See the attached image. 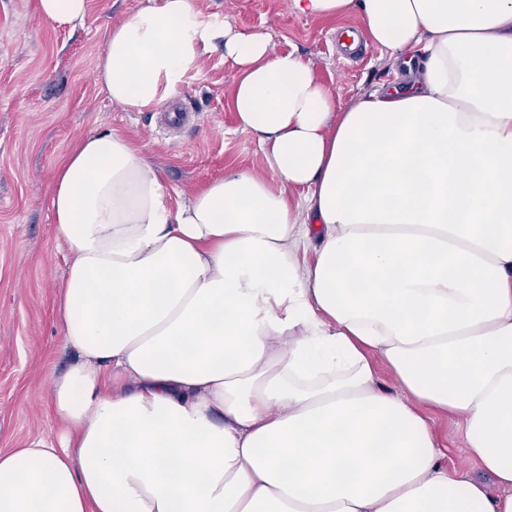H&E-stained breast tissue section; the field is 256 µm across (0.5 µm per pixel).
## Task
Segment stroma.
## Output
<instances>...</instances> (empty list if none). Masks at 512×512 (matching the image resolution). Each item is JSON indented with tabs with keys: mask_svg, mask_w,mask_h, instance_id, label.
<instances>
[{
	"mask_svg": "<svg viewBox=\"0 0 512 512\" xmlns=\"http://www.w3.org/2000/svg\"><path fill=\"white\" fill-rule=\"evenodd\" d=\"M147 2L90 0L83 27L68 31L42 22L35 0H0V451L60 428L48 409L49 380L71 358L55 304L69 253L48 201L59 159L87 134L122 131L160 167L175 207L213 179L263 166L256 137L237 128V67L223 48L204 55L179 96L194 124L163 131L160 110L129 112L105 98L95 79L104 37ZM194 3L204 15L265 31L275 50L296 51L342 104L396 79L388 52L341 47L340 31L362 27L359 16L305 18L291 0ZM432 428L449 468L474 469L455 417L433 415Z\"/></svg>",
	"mask_w": 512,
	"mask_h": 512,
	"instance_id": "1",
	"label": "stroma"
}]
</instances>
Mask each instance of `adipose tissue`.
<instances>
[{"label":"adipose tissue","instance_id":"obj_1","mask_svg":"<svg viewBox=\"0 0 512 512\" xmlns=\"http://www.w3.org/2000/svg\"><path fill=\"white\" fill-rule=\"evenodd\" d=\"M291 8L359 15L401 86L341 105L299 54L193 0L109 32L97 82L131 112L223 47L265 172L174 209L123 133L60 160L63 429L0 452V512H512V0ZM88 9L37 0L58 28ZM435 411L498 493L443 466Z\"/></svg>","mask_w":512,"mask_h":512}]
</instances>
